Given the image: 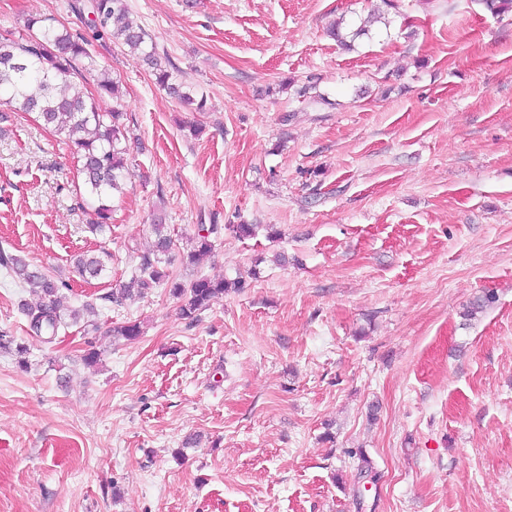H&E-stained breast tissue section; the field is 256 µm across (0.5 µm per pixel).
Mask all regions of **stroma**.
<instances>
[{"instance_id":"35a3bbf8","label":"stroma","mask_w":512,"mask_h":512,"mask_svg":"<svg viewBox=\"0 0 512 512\" xmlns=\"http://www.w3.org/2000/svg\"><path fill=\"white\" fill-rule=\"evenodd\" d=\"M70 2L0 0V36L31 16L88 33ZM397 3L126 0L207 103L185 110L92 40L130 172L97 235L69 147L0 96V248L101 327L45 342L0 276V331L29 350L25 370L0 355V512H512V13ZM159 207L170 277L245 282L193 322L162 287L103 299ZM201 224L222 230L191 265ZM86 253L105 263L89 283ZM126 321L138 339L108 335Z\"/></svg>"}]
</instances>
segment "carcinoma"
Wrapping results in <instances>:
<instances>
[{"instance_id": "cac0c4a2", "label": "carcinoma", "mask_w": 512, "mask_h": 512, "mask_svg": "<svg viewBox=\"0 0 512 512\" xmlns=\"http://www.w3.org/2000/svg\"><path fill=\"white\" fill-rule=\"evenodd\" d=\"M72 8L91 14L88 24L95 36L117 39L139 55L153 68L156 82L182 105L203 110L205 99L177 80L173 70L162 65L145 31L128 19L125 0H87ZM25 30L18 37H0V90L10 93L17 111L36 114L45 127L70 143L87 193L97 202L89 229L102 231L112 218V194L121 189L125 166L119 148L124 135V112L115 106L106 110L100 101L105 97L119 100V84L107 69L98 67L84 34L59 29L37 17L27 19ZM89 75L93 76L95 85L92 90L88 87ZM152 232V247L140 255L130 281L118 293L106 294L101 300L111 303L132 300L152 288L166 285L170 294L181 300L182 318L193 321L213 298L230 288L242 287L239 278L230 281L198 277L187 284L170 278L160 270L159 263L171 253L174 242L160 213L155 217ZM218 232L217 224L199 225L187 254L188 261L194 263L210 254L211 236ZM76 269L84 281L90 282L102 275L105 265L96 256L83 255L76 260ZM0 271L38 297L36 303H22L21 310L35 335L49 342L67 326V321L76 324L85 314L94 312V305L88 302L79 308L66 307L63 290L69 288L68 284L3 248ZM493 302L494 295L490 293L477 296L466 305L461 316L470 321ZM0 350L14 354L18 366L28 368L27 347L15 337L0 332Z\"/></svg>"}]
</instances>
